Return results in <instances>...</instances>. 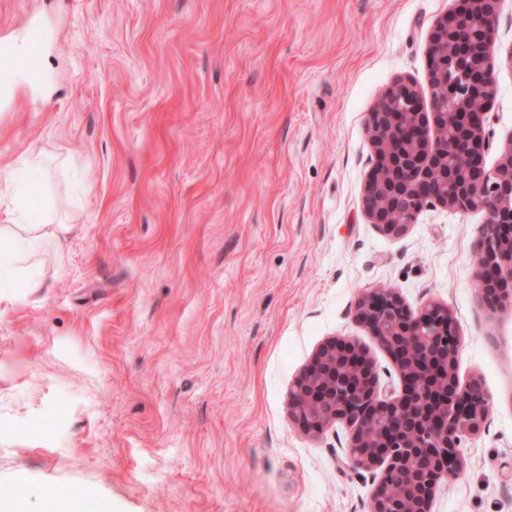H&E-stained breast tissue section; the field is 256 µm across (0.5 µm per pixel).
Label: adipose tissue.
Listing matches in <instances>:
<instances>
[{"label": "adipose tissue", "instance_id": "adipose-tissue-1", "mask_svg": "<svg viewBox=\"0 0 512 512\" xmlns=\"http://www.w3.org/2000/svg\"><path fill=\"white\" fill-rule=\"evenodd\" d=\"M31 201L26 185H18L10 204L0 212V302L11 301L15 282L37 287L38 271L25 265L28 247L39 240L60 241L65 225L35 222L30 218Z\"/></svg>", "mask_w": 512, "mask_h": 512}]
</instances>
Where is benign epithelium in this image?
<instances>
[{
  "label": "benign epithelium",
  "mask_w": 512,
  "mask_h": 512,
  "mask_svg": "<svg viewBox=\"0 0 512 512\" xmlns=\"http://www.w3.org/2000/svg\"><path fill=\"white\" fill-rule=\"evenodd\" d=\"M500 2L464 0L437 22L426 46L428 98L404 79L385 90L367 118L373 164L363 193L367 219L393 235L427 206L483 213L474 276L491 310L512 306V141L495 167L484 166ZM355 318L392 359L400 391H381L368 351L334 337L294 380L290 418L313 436L347 426L351 465L380 470L369 512H431L443 476L463 472L459 445L483 429L489 397L479 379L460 380L462 339L448 305L414 312L398 291L375 288L359 296Z\"/></svg>",
  "instance_id": "obj_1"
}]
</instances>
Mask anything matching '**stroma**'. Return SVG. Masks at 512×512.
I'll list each match as a JSON object with an SVG mask.
<instances>
[{
	"mask_svg": "<svg viewBox=\"0 0 512 512\" xmlns=\"http://www.w3.org/2000/svg\"><path fill=\"white\" fill-rule=\"evenodd\" d=\"M460 0H0V48L35 62L0 92V195L35 151L36 205L66 224L0 305V493L29 512H368L349 432L304 434L288 392L325 340L389 355L361 292L447 304L459 376L491 398L431 512H512V309L477 300L480 213L424 208L392 235L362 197L369 112L428 90L427 38ZM487 128L512 139V0Z\"/></svg>",
	"mask_w": 512,
	"mask_h": 512,
	"instance_id": "stroma-1",
	"label": "stroma"
}]
</instances>
